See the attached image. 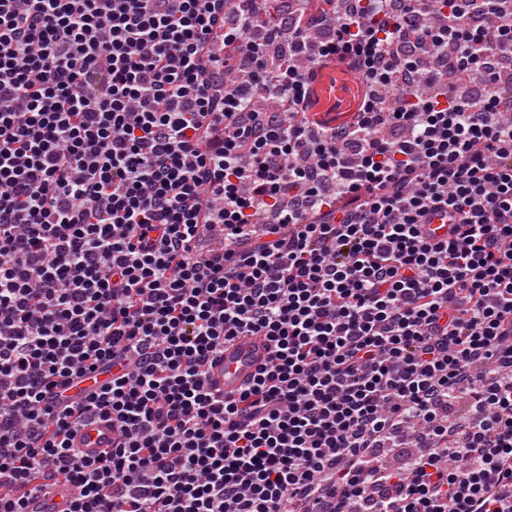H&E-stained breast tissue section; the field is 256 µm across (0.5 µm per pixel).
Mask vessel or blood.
I'll return each instance as SVG.
<instances>
[{
    "label": "vessel or blood",
    "instance_id": "1",
    "mask_svg": "<svg viewBox=\"0 0 512 512\" xmlns=\"http://www.w3.org/2000/svg\"><path fill=\"white\" fill-rule=\"evenodd\" d=\"M268 355V343L261 336H247L226 342L222 351L209 362L208 383L224 394H236L266 363ZM73 440L86 455H99L112 445V426L100 422L78 427ZM78 493L75 484L57 483L49 490L31 494L25 501L24 512H65L68 503Z\"/></svg>",
    "mask_w": 512,
    "mask_h": 512
}]
</instances>
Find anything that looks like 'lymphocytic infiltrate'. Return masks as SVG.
Returning <instances> with one entry per match:
<instances>
[{
  "mask_svg": "<svg viewBox=\"0 0 512 512\" xmlns=\"http://www.w3.org/2000/svg\"><path fill=\"white\" fill-rule=\"evenodd\" d=\"M228 2L0 0V512H512V0ZM348 67L347 61L337 62L332 70L318 74L314 82L316 94L309 112L331 125L340 124L355 108L357 92L346 75ZM268 343L263 336H247L224 343L208 366V384L224 395L238 393L266 363ZM111 379L112 367L105 370L100 369L99 371L92 373L89 378L83 382L73 384L67 394L74 400L81 399L88 390L97 388ZM73 441L88 456H98L112 448V426L106 422L80 426L74 431ZM79 494L73 483L59 482L47 491L31 494L25 501V512H62Z\"/></svg>",
  "mask_w": 512,
  "mask_h": 512,
  "instance_id": "lymphocytic-infiltrate-1",
  "label": "lymphocytic infiltrate"
}]
</instances>
